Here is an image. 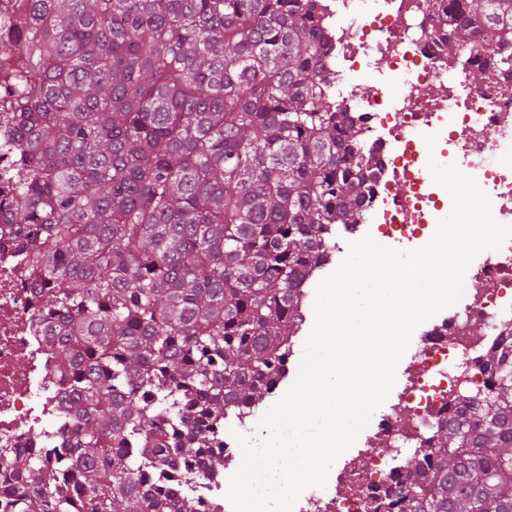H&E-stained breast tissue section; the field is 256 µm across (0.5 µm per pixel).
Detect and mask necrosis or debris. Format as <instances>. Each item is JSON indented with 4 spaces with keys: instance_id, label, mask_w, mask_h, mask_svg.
Segmentation results:
<instances>
[{
    "instance_id": "4bbe7bcc",
    "label": "necrosis or debris",
    "mask_w": 512,
    "mask_h": 512,
    "mask_svg": "<svg viewBox=\"0 0 512 512\" xmlns=\"http://www.w3.org/2000/svg\"><path fill=\"white\" fill-rule=\"evenodd\" d=\"M329 42L327 64L336 73V100L364 127L380 161L379 178L360 223L344 229L346 242L371 236L397 249L425 246L452 208L436 184L429 159L467 170L488 194L495 219L512 224V74L471 84L469 67L447 56L428 0H317ZM386 81L367 97L358 92L380 64ZM437 135L427 147L425 135ZM495 142L499 161L488 155ZM24 232L0 207V447L66 448L57 429L69 404L54 378L55 336L39 304V289L15 259ZM481 289L462 307H450L414 338L398 401L375 420L361 461L345 464L333 493L311 492L300 512H401L405 461L432 447L439 422L460 419L461 400L492 394L494 370L485 355L512 342V240L486 250L468 269ZM241 463L236 442L224 444V472L188 481L180 492L207 506L225 500L229 477Z\"/></svg>"
}]
</instances>
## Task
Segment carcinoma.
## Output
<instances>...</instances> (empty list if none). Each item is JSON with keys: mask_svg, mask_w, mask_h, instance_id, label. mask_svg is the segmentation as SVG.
Returning a JSON list of instances; mask_svg holds the SVG:
<instances>
[{"mask_svg": "<svg viewBox=\"0 0 512 512\" xmlns=\"http://www.w3.org/2000/svg\"><path fill=\"white\" fill-rule=\"evenodd\" d=\"M315 0H0L4 203L56 317L73 447L0 450L7 512H201L224 419L286 378L302 285L357 224L379 165L338 111ZM451 58L512 0L428 4ZM512 375L433 455L409 512H512Z\"/></svg>", "mask_w": 512, "mask_h": 512, "instance_id": "1", "label": "carcinoma"}]
</instances>
